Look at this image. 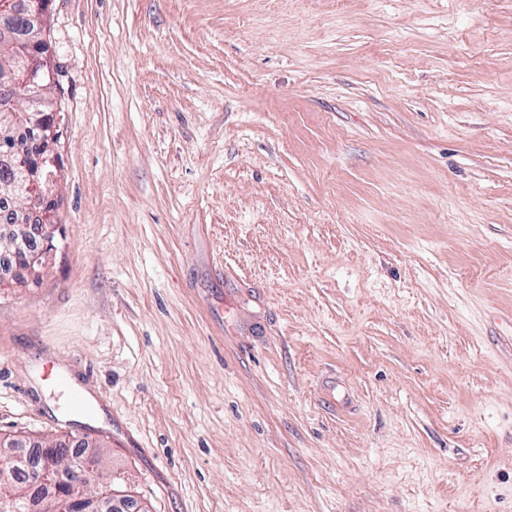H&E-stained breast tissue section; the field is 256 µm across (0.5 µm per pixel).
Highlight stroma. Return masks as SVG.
Instances as JSON below:
<instances>
[{
  "instance_id": "stroma-1",
  "label": "stroma",
  "mask_w": 512,
  "mask_h": 512,
  "mask_svg": "<svg viewBox=\"0 0 512 512\" xmlns=\"http://www.w3.org/2000/svg\"><path fill=\"white\" fill-rule=\"evenodd\" d=\"M45 27L55 247L0 280V440L99 441L148 512H512V0Z\"/></svg>"
}]
</instances>
